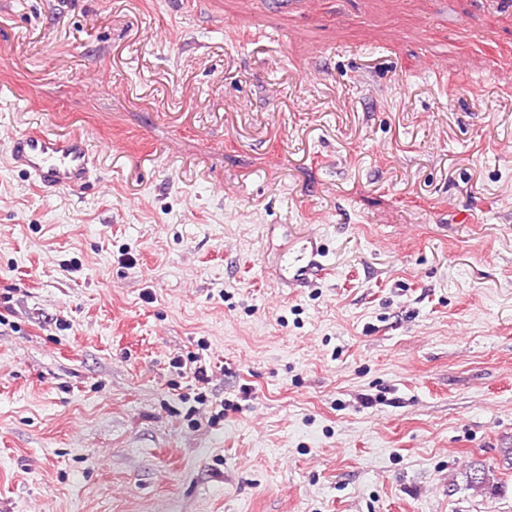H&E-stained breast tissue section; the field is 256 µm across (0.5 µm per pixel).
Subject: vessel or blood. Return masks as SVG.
Masks as SVG:
<instances>
[{
    "label": "vessel or blood",
    "mask_w": 512,
    "mask_h": 512,
    "mask_svg": "<svg viewBox=\"0 0 512 512\" xmlns=\"http://www.w3.org/2000/svg\"><path fill=\"white\" fill-rule=\"evenodd\" d=\"M92 144L77 133L52 132L31 127L16 132L9 141L13 162L23 167L28 176L49 190L84 188L93 167ZM319 251L312 241H305L291 262L279 263V279L290 285L311 282L324 274Z\"/></svg>",
    "instance_id": "b4317fda"
}]
</instances>
